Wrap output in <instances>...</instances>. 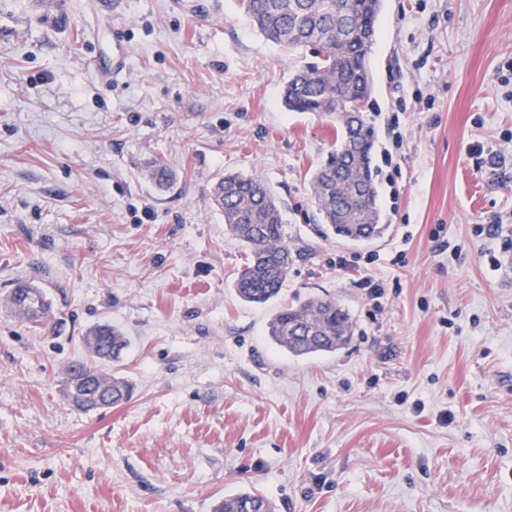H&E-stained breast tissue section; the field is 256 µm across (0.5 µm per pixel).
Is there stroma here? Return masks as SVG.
Listing matches in <instances>:
<instances>
[{
  "label": "stroma",
  "mask_w": 512,
  "mask_h": 512,
  "mask_svg": "<svg viewBox=\"0 0 512 512\" xmlns=\"http://www.w3.org/2000/svg\"><path fill=\"white\" fill-rule=\"evenodd\" d=\"M95 2L0 0V512H512V0H385L366 117L387 229L358 244L316 229L336 128L284 108L298 54L236 0ZM96 30L127 48L108 81ZM228 171L284 208L294 264L263 306L232 288ZM21 280L47 319L10 308ZM313 297L350 313L348 346L270 343ZM103 323L128 346L98 367L134 390L83 412L67 370ZM214 512H273V505L259 493H240L224 497Z\"/></svg>",
  "instance_id": "stroma-1"
}]
</instances>
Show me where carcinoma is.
<instances>
[{
    "instance_id": "carcinoma-1",
    "label": "carcinoma",
    "mask_w": 512,
    "mask_h": 512,
    "mask_svg": "<svg viewBox=\"0 0 512 512\" xmlns=\"http://www.w3.org/2000/svg\"><path fill=\"white\" fill-rule=\"evenodd\" d=\"M257 31L284 49L306 50L286 82L283 104L291 112H308L336 121V114L366 112L373 92L369 54L382 0H238ZM367 134L355 143L354 154L340 155L343 145L359 136L347 123L336 127V143L311 176L312 198L325 230L354 241L380 236L377 190L371 150L374 130L359 118ZM214 205L224 224L246 249V259L234 280L238 297L265 305L281 292L290 266L281 255L291 253L284 241L283 210L269 186L254 175L227 172L212 190ZM99 335L112 337V360H118L127 341L109 324L96 326ZM352 322L344 307L331 299L312 298L298 306L281 307L268 321L267 337L295 357L334 352L350 340ZM85 373L100 385H113V402L129 397L131 385L95 367ZM214 512H273L259 493L227 496Z\"/></svg>"
}]
</instances>
